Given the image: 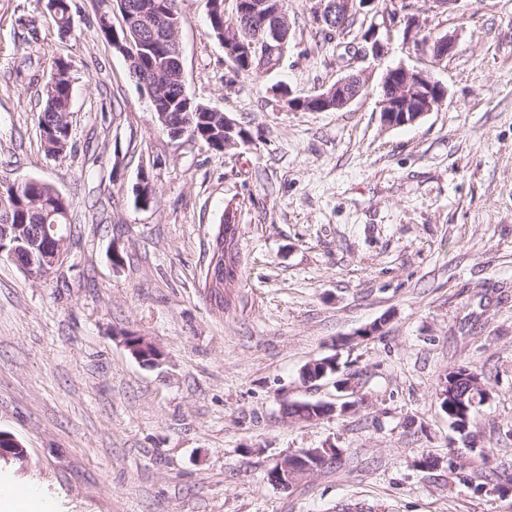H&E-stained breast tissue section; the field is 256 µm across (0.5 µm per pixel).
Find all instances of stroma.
<instances>
[{
	"instance_id": "35a3bbf8",
	"label": "stroma",
	"mask_w": 512,
	"mask_h": 512,
	"mask_svg": "<svg viewBox=\"0 0 512 512\" xmlns=\"http://www.w3.org/2000/svg\"><path fill=\"white\" fill-rule=\"evenodd\" d=\"M0 0V186L49 183L72 203L59 275L0 261V430L26 448L0 479L57 512H512V0L415 5L452 56L417 53L403 27L358 61L371 85L341 111L290 110L344 75L335 41L290 0L295 47L280 69L235 73L207 34L208 0H179L189 96L248 136L227 151L159 132L125 57L101 38V0ZM73 67L71 148L37 130L54 58ZM429 72L443 105L385 126L374 86L396 65ZM154 183L135 204L140 173ZM241 227V276L217 311L201 285L224 219ZM144 336L150 367L124 344ZM336 356L360 386L345 412L308 423L295 401L332 404ZM483 366L489 399L469 438L436 398L448 371ZM332 444L336 466L285 490L284 456ZM436 468L422 467L424 457ZM460 470L449 473V462ZM49 1V0H48ZM46 4L47 17L46 21L48 24L56 27L57 30L67 29L74 32V20L70 12V5L68 0H53L52 5Z\"/></svg>"
}]
</instances>
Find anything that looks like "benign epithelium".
I'll return each instance as SVG.
<instances>
[{
    "mask_svg": "<svg viewBox=\"0 0 512 512\" xmlns=\"http://www.w3.org/2000/svg\"><path fill=\"white\" fill-rule=\"evenodd\" d=\"M241 14H250L261 19V26L268 32L266 44L283 42L289 37V26L280 3L276 0H236ZM375 0H313L312 21L322 24L332 19L341 20L353 10L364 18L363 41L365 46L359 50V56L378 59L385 53V44L379 38L380 29L388 31L402 21L406 32L419 33L425 29L427 20L414 12V5L408 4L403 10L391 16V9L373 8ZM224 49L237 63L250 60L253 45L241 40L238 33L224 31ZM431 49L440 58L452 55L456 49V38L452 34H443L435 38ZM410 68L399 65L387 69L380 82L379 107L383 122L391 127L412 125L427 114L440 108L448 91L446 87L432 76L418 75V81L410 82ZM368 86L365 71H351L339 77L335 83L324 87L308 97H290V91L284 86L274 90L278 98L288 99V107L293 110L325 112L340 111L347 108ZM25 239L30 249L27 261L19 263L24 273L34 281L42 280L46 263L60 262L65 256L66 238L57 224H1L0 240L9 235ZM306 455L315 458L322 455L321 449H311ZM304 455V456H306ZM27 450L12 434L0 431V459L23 460ZM304 456H286L278 464V469L271 473L273 484L283 487L288 484V477L295 473H308L310 465Z\"/></svg>",
    "mask_w": 512,
    "mask_h": 512,
    "instance_id": "1",
    "label": "benign epithelium"
}]
</instances>
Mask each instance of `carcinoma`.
Masks as SVG:
<instances>
[{"mask_svg": "<svg viewBox=\"0 0 512 512\" xmlns=\"http://www.w3.org/2000/svg\"><path fill=\"white\" fill-rule=\"evenodd\" d=\"M128 5L135 18V26L129 29L131 40L151 42L158 47V53L140 64L141 71L154 79L156 104L152 111L157 113L169 107H178L182 98L185 79L181 76L178 57L171 54L174 46L176 24L179 23L178 0H129ZM47 23L59 30H74V20L68 0H53L47 6ZM228 27L237 30L243 38H254L259 26L251 18L235 13L231 18L221 16L217 23L210 24V35L221 39L218 30ZM292 51V44L262 45L255 48L248 69L235 67L236 72L260 76L280 68ZM72 66L59 57L54 60L49 77L44 85V104L37 117L40 142L50 156L62 153L69 146L71 135L70 106L72 95ZM189 136L208 145H215L224 138L223 126L210 111L193 112L186 119ZM72 204L55 187L40 182H21L8 186L0 193V224H64L70 223ZM224 232L217 234L211 246V255L219 256L217 268H206L202 273V286L208 287V278L216 276V284L211 294L217 310H224L228 296L223 290L233 288L240 279L238 240L240 225L224 220ZM453 386L448 392L454 398L463 399L469 410V421L480 414L484 393L478 386H470L471 377H482V369L477 365L462 366L451 372Z\"/></svg>", "mask_w": 512, "mask_h": 512, "instance_id": "cac0c4a2", "label": "carcinoma"}]
</instances>
